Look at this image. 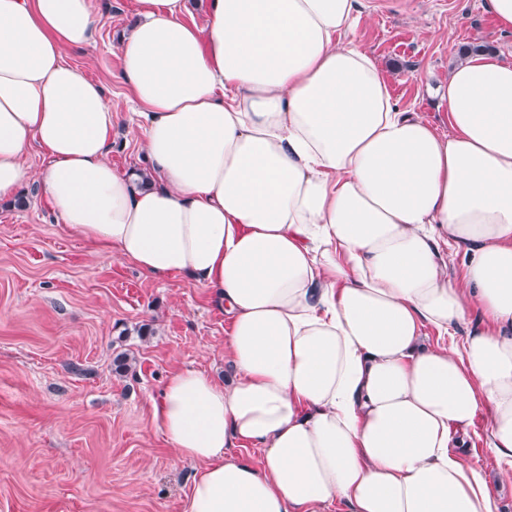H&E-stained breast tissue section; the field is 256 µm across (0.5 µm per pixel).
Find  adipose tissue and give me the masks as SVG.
Masks as SVG:
<instances>
[{
	"label": "adipose tissue",
	"mask_w": 512,
	"mask_h": 512,
	"mask_svg": "<svg viewBox=\"0 0 512 512\" xmlns=\"http://www.w3.org/2000/svg\"><path fill=\"white\" fill-rule=\"evenodd\" d=\"M134 2L144 179L113 171L104 88L63 58L96 39L90 0H0V199L38 183L94 253L187 276L229 321L234 381L181 369L153 407L197 466L183 512H498L457 449L487 411L512 482V61L462 57L444 135L346 42L361 0H206L202 29L188 0ZM474 305L491 327L424 344Z\"/></svg>",
	"instance_id": "adipose-tissue-1"
}]
</instances>
